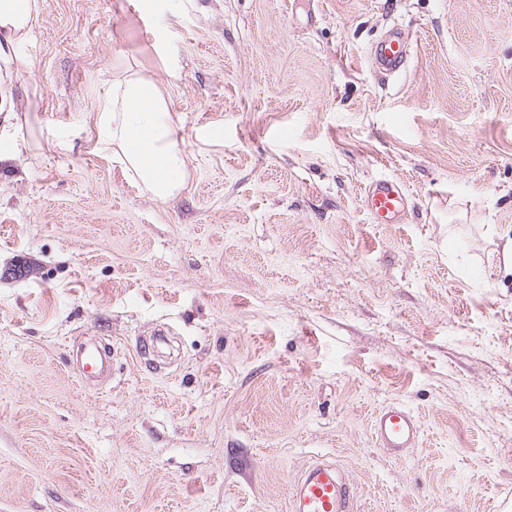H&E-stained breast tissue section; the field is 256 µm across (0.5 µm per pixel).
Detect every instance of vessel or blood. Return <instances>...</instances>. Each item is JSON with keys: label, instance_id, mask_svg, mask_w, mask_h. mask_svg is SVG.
Returning a JSON list of instances; mask_svg holds the SVG:
<instances>
[{"label": "vessel or blood", "instance_id": "b4317fda", "mask_svg": "<svg viewBox=\"0 0 512 512\" xmlns=\"http://www.w3.org/2000/svg\"><path fill=\"white\" fill-rule=\"evenodd\" d=\"M410 55V39L392 28L370 48L377 76L386 78L402 72ZM405 185L394 178L380 177L365 191L364 203L374 223H398L408 206ZM376 444L391 455L400 456L423 440L422 420L404 406L376 409L370 417ZM354 485L336 460L317 459L302 467L289 496V512H354Z\"/></svg>", "mask_w": 512, "mask_h": 512}]
</instances>
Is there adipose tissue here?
Instances as JSON below:
<instances>
[{
    "instance_id": "1",
    "label": "adipose tissue",
    "mask_w": 512,
    "mask_h": 512,
    "mask_svg": "<svg viewBox=\"0 0 512 512\" xmlns=\"http://www.w3.org/2000/svg\"><path fill=\"white\" fill-rule=\"evenodd\" d=\"M38 17V0H0V114L14 118L18 96L13 76L31 72L33 60L23 47ZM171 100L149 76L122 70L113 79L94 116L99 148L123 159L134 181L155 198H176L186 177V153L176 136Z\"/></svg>"
}]
</instances>
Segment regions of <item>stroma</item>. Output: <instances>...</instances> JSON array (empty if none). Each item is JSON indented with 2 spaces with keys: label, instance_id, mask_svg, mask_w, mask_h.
<instances>
[{
  "label": "stroma",
  "instance_id": "35a3bbf8",
  "mask_svg": "<svg viewBox=\"0 0 512 512\" xmlns=\"http://www.w3.org/2000/svg\"><path fill=\"white\" fill-rule=\"evenodd\" d=\"M40 3L16 78L39 131L0 166V512H287L323 455L357 512H495L512 0ZM394 27L411 55L382 81L370 46ZM120 62L183 119L175 201L98 148ZM383 176L405 223L364 209ZM82 336L111 345L104 377L82 381ZM393 404L424 424L397 458L369 425Z\"/></svg>",
  "mask_w": 512,
  "mask_h": 512
}]
</instances>
